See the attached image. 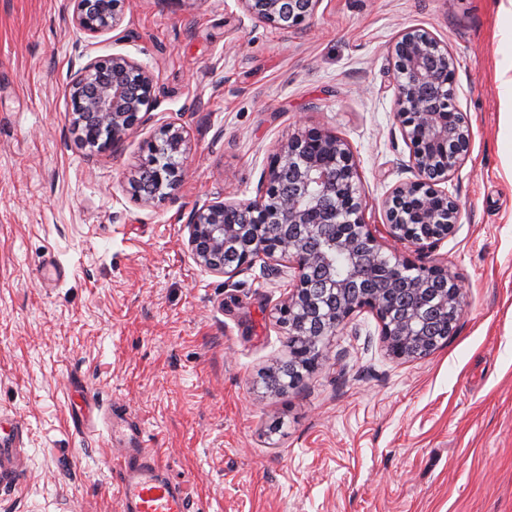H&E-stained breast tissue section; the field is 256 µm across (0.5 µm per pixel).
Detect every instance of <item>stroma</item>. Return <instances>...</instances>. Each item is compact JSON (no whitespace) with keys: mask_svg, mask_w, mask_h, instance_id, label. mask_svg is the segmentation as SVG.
<instances>
[{"mask_svg":"<svg viewBox=\"0 0 512 512\" xmlns=\"http://www.w3.org/2000/svg\"><path fill=\"white\" fill-rule=\"evenodd\" d=\"M506 0H321L288 35L234 0H127L88 35L65 0H0V427L20 474L0 512H120L102 422L67 401L86 387L125 409L194 512H512V133L503 70ZM421 27L455 59L469 157L446 188L458 231L416 254L464 284V312L432 355L388 356L371 313L285 392L274 308L288 277L234 278L194 260L193 205L254 196L297 126L353 152L365 219L413 180L393 118L389 46ZM123 53L149 66L160 105L117 149L89 155L71 127V61ZM170 121L191 145L176 200L150 207L128 177Z\"/></svg>","mask_w":512,"mask_h":512,"instance_id":"35a3bbf8","label":"stroma"}]
</instances>
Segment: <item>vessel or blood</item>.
<instances>
[{
	"label": "vessel or blood",
	"mask_w": 512,
	"mask_h": 512,
	"mask_svg": "<svg viewBox=\"0 0 512 512\" xmlns=\"http://www.w3.org/2000/svg\"><path fill=\"white\" fill-rule=\"evenodd\" d=\"M104 421L109 443L116 451L121 512H193L184 487L169 476L148 448L140 426L116 408Z\"/></svg>",
	"instance_id": "b4317fda"
}]
</instances>
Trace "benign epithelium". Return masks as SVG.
I'll use <instances>...</instances> for the list:
<instances>
[{
	"label": "benign epithelium",
	"instance_id": "benign-epithelium-1",
	"mask_svg": "<svg viewBox=\"0 0 512 512\" xmlns=\"http://www.w3.org/2000/svg\"><path fill=\"white\" fill-rule=\"evenodd\" d=\"M75 26L97 35L119 29L126 0H71ZM251 20L294 33L321 0H236ZM394 120L409 145L415 178L394 188L383 204L388 236L420 250L456 233L458 203L443 184L469 154L471 133L455 102V66L448 47L418 27L389 47ZM70 82L77 143L90 153L110 151L158 108L154 72L122 53L96 56ZM189 150L185 127L162 126L148 159L130 175L144 206L172 198ZM358 164L347 143L317 128H297L268 156L256 193L247 199L195 204L188 247L195 261L228 278L259 260L272 274L292 272L288 295L276 306L288 335L287 386L326 358L327 340L356 313L373 314L389 356L405 361L431 355L462 314V280L448 269L409 255L390 257L380 231L365 220ZM235 261L224 262V253Z\"/></svg>",
	"mask_w": 512,
	"mask_h": 512
}]
</instances>
